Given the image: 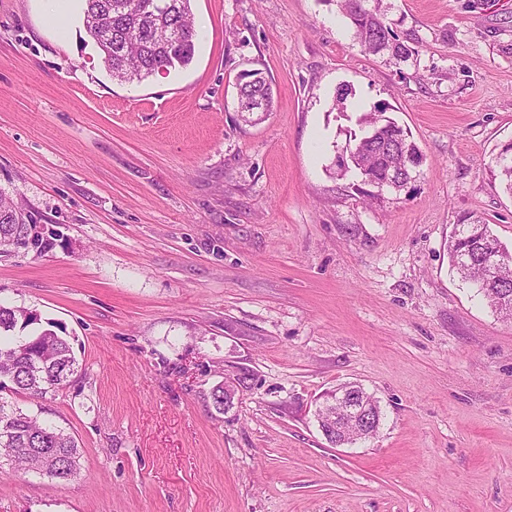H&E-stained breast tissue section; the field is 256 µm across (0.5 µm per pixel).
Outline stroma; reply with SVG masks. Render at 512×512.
<instances>
[{"mask_svg":"<svg viewBox=\"0 0 512 512\" xmlns=\"http://www.w3.org/2000/svg\"><path fill=\"white\" fill-rule=\"evenodd\" d=\"M412 51L367 53L331 0H192V62L105 69L82 0H0V191L45 250L0 253V303L66 336L74 380L9 394L80 446L68 480L0 468V512H512V324L448 260L512 140V0H381ZM259 71L271 112L243 122ZM422 155L366 201L337 176L364 113ZM246 376L217 412L212 389ZM355 382L379 433L331 445ZM253 77L249 81L238 84V94H245L248 97L264 100L265 111L268 112L272 105L273 92L270 82L261 76L260 72L250 74Z\"/></svg>","mask_w":512,"mask_h":512,"instance_id":"obj_1","label":"stroma"}]
</instances>
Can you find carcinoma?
<instances>
[{
  "label": "carcinoma",
  "mask_w": 512,
  "mask_h": 512,
  "mask_svg": "<svg viewBox=\"0 0 512 512\" xmlns=\"http://www.w3.org/2000/svg\"><path fill=\"white\" fill-rule=\"evenodd\" d=\"M84 25L93 40H98L99 24L112 25V48L98 44L102 63L112 78L119 81L145 80L159 71L189 65L195 54L197 32L191 0H165L171 8L159 13L152 9L158 0H84ZM366 0H336L349 19L355 38L368 53H388L396 60L409 55L408 47L387 25L378 9L365 6ZM176 28L182 37L179 47L155 39L156 21ZM238 94L265 102L270 110L273 92L261 73L238 85ZM363 124L376 130L366 139L353 137L346 148L353 153L351 168L362 180L378 184L393 172L412 166L410 156L421 157L408 133L385 110L379 108L362 117ZM499 168L504 190L512 195V143ZM44 249L52 242L39 235L38 225L13 199L0 194V248L25 249L29 245ZM452 267L462 280L472 283L488 305L503 320L512 321V252L490 231L487 224H458L448 241ZM37 317L24 307L0 303V390L11 383L10 392L38 398L53 395L71 382L78 372L71 343L65 336L44 329L16 335ZM371 414L366 424L359 418L342 415L328 424L327 434L350 442L374 437L380 429L382 410L378 401L366 394L358 401ZM80 451L75 438L63 429L23 412L0 397V467L8 464L35 471L52 479L68 480L76 474Z\"/></svg>",
  "instance_id": "carcinoma-1"
}]
</instances>
